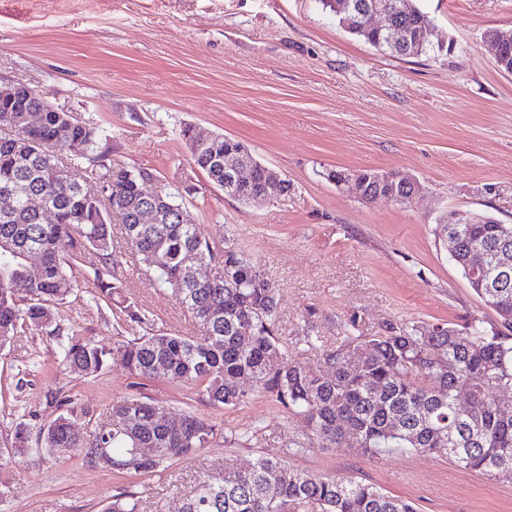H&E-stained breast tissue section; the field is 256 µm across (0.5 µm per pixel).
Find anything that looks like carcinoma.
Returning <instances> with one entry per match:
<instances>
[{
  "mask_svg": "<svg viewBox=\"0 0 512 512\" xmlns=\"http://www.w3.org/2000/svg\"><path fill=\"white\" fill-rule=\"evenodd\" d=\"M396 15L409 43L396 50L382 35L360 24L348 32L382 52L420 56L433 51L428 30L431 18L411 0H379ZM45 99L22 90L13 103H0V125L15 136L0 140V191L16 190L15 206L0 212V350L28 330L58 337L63 361L72 372L96 376L108 359L121 362L141 379L168 378L198 387L211 406H235L247 393L226 378H251L265 392L304 419L302 434L287 454L308 451L311 436L338 448L349 442L358 456L379 457L398 452H442L456 466L490 476L499 468L512 471V406L498 408L493 394L512 388V277L501 279L498 268L512 274V224H450L448 236L456 248L453 261L475 294L500 317L501 328L389 323L371 336H349L322 354L316 373L288 359L275 333L276 289L259 267L246 260L234 240L218 244L204 232L184 202L169 194L178 210L159 224L140 221L141 212L156 203L140 191L138 169L114 166L97 177L96 189L62 185L54 179L61 161L91 162L98 129L77 121L69 112H45L37 126L28 123L27 109H40ZM244 146L222 135L197 149L191 160L208 182L224 180V154ZM264 165L255 162L234 188L237 201L265 191ZM39 195L56 210L55 221L41 222L27 206ZM123 211V240L130 257L153 273L154 285L171 291L190 318L202 326L201 337L177 333L126 336L108 349L65 331L55 318L57 306L76 294L73 269L87 265L107 301L120 307L130 321L149 325L150 312L126 303L124 282L114 273V240L107 217ZM41 256L36 272L22 255ZM474 250L490 257V270L472 279L467 260ZM214 263L222 272L196 282L184 262L189 254ZM32 278L33 293L19 299L11 290L16 279ZM467 387L472 405L461 411L457 389ZM60 413L37 430V443L49 454L61 448L81 449L90 463L111 470L153 472L189 458L217 435L215 425L194 411L182 414L181 428L159 430L168 409L130 398L112 407L108 420L94 422L89 435L70 430L74 401L54 398ZM31 431L18 423L14 448L28 447ZM144 448L153 449L146 455ZM310 506L314 512H417L414 504L383 489L352 478L298 471L286 458L260 456L246 472L226 468L206 472L186 493L183 512H294ZM106 512H143L139 496H113Z\"/></svg>",
  "mask_w": 512,
  "mask_h": 512,
  "instance_id": "1",
  "label": "carcinoma"
}]
</instances>
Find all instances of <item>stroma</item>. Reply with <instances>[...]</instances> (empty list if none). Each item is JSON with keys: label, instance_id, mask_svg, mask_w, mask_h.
<instances>
[{"label": "stroma", "instance_id": "stroma-1", "mask_svg": "<svg viewBox=\"0 0 512 512\" xmlns=\"http://www.w3.org/2000/svg\"><path fill=\"white\" fill-rule=\"evenodd\" d=\"M433 21L440 51L394 57L345 32L322 0H0V83H24L54 107L103 130L98 163L79 164L94 183L112 166L152 172L184 192L210 239L232 237L278 292L277 334L290 357L317 371L324 350L388 323L498 326L439 242L435 219L450 208L512 224V73L500 70L485 35L512 36V0H415ZM221 134L288 179L278 200L246 204L192 174L184 128ZM336 170H398L424 194L401 206L358 200L326 180ZM116 275L128 302L149 311L152 331L201 330L167 290L154 287L124 251ZM76 296L59 305L62 327L113 345L131 323L95 304L86 267ZM318 337L308 347L304 335ZM72 396L75 425L107 418L131 397L194 410L219 429L210 447L154 473L115 471L74 451L15 456L8 430L38 429ZM262 437L251 435L254 427ZM302 421L264 391L236 406H209L175 380L134 384L109 362L93 377L69 371L56 337H14L0 350V512H104L129 491L144 512H178L204 470L248 468L280 456ZM297 470L371 482L413 500L420 512H512V482L456 467L441 454L380 459L311 440L288 458Z\"/></svg>", "mask_w": 512, "mask_h": 512}]
</instances>
